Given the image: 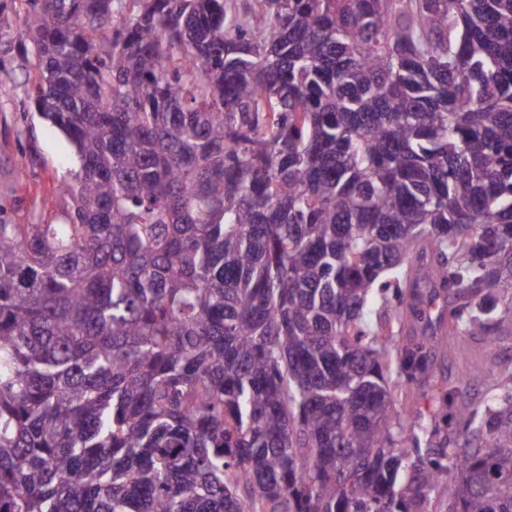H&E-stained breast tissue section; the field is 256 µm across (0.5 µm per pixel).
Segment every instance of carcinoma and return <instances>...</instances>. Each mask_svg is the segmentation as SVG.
<instances>
[{"instance_id": "obj_1", "label": "carcinoma", "mask_w": 512, "mask_h": 512, "mask_svg": "<svg viewBox=\"0 0 512 512\" xmlns=\"http://www.w3.org/2000/svg\"><path fill=\"white\" fill-rule=\"evenodd\" d=\"M20 2L81 173L0 218V512H512V390L400 421L366 322L512 328V0Z\"/></svg>"}]
</instances>
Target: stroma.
<instances>
[{"label":"stroma","instance_id":"obj_1","mask_svg":"<svg viewBox=\"0 0 512 512\" xmlns=\"http://www.w3.org/2000/svg\"><path fill=\"white\" fill-rule=\"evenodd\" d=\"M19 6L0 0V217L14 224L55 222L60 205L57 189L79 169L74 148L56 128L42 119L31 98L29 78L36 63L33 45L16 33ZM24 177H17V170ZM494 362L483 382H468L465 373L478 362ZM512 382V334L495 347L479 337L462 336L447 354H434L428 381L410 384L392 367L390 390L399 418L420 414L425 422L446 427L458 408L474 407L501 393ZM454 388L455 397L443 403L438 389Z\"/></svg>","mask_w":512,"mask_h":512}]
</instances>
